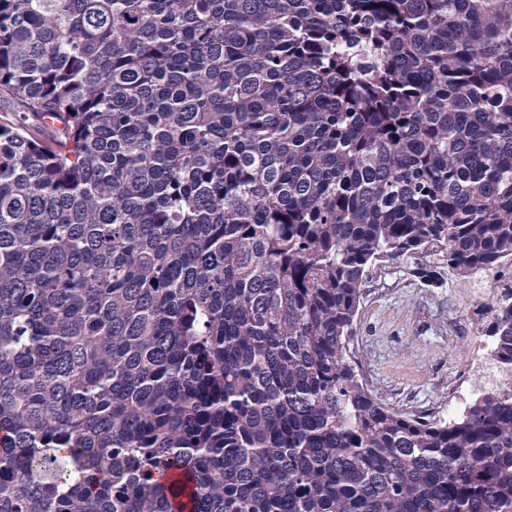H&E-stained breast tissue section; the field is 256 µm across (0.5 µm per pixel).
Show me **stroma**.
I'll use <instances>...</instances> for the list:
<instances>
[{"instance_id":"1","label":"stroma","mask_w":512,"mask_h":512,"mask_svg":"<svg viewBox=\"0 0 512 512\" xmlns=\"http://www.w3.org/2000/svg\"><path fill=\"white\" fill-rule=\"evenodd\" d=\"M437 284H426L412 264H374L362 286L350 358L358 375L390 407L429 417L448 414V380L476 372L470 338L478 334L481 306L512 285V264L498 274L463 278L438 257Z\"/></svg>"}]
</instances>
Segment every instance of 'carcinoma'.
I'll list each match as a JSON object with an SVG mask.
<instances>
[{
	"label": "carcinoma",
	"instance_id": "carcinoma-1",
	"mask_svg": "<svg viewBox=\"0 0 512 512\" xmlns=\"http://www.w3.org/2000/svg\"><path fill=\"white\" fill-rule=\"evenodd\" d=\"M2 98L0 512H512V393L348 361L375 263L512 262V0H0Z\"/></svg>",
	"mask_w": 512,
	"mask_h": 512
}]
</instances>
